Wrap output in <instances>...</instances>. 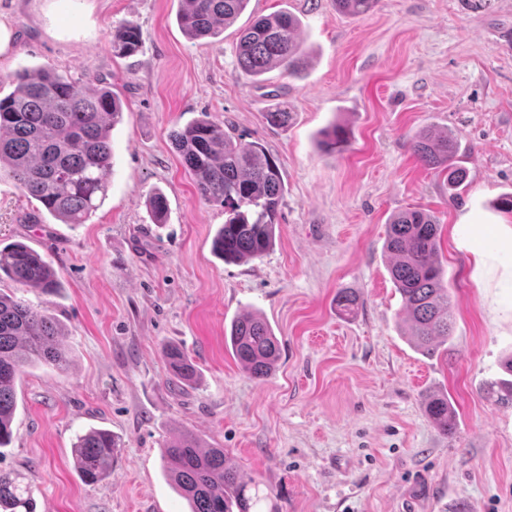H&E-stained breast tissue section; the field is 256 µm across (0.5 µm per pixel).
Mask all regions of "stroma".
<instances>
[{
	"label": "stroma",
	"mask_w": 512,
	"mask_h": 512,
	"mask_svg": "<svg viewBox=\"0 0 512 512\" xmlns=\"http://www.w3.org/2000/svg\"><path fill=\"white\" fill-rule=\"evenodd\" d=\"M179 0H0L15 34L0 66V96L32 67L121 99L111 131L104 203L83 224L37 214L0 177V246L22 241L55 270L44 295L5 279L0 291L41 305L62 325L71 366L26 368L17 387L0 471L30 482L36 512H189L161 453L179 431L221 448L256 482L259 512H512V406L487 385L512 355V0H378L369 14L332 0H251L237 26L189 40ZM287 11L311 52L296 76L258 81L237 65L238 26ZM142 48L112 53L125 22ZM284 102L282 127L263 118ZM276 158L286 187L270 251L227 263L211 250L221 206L201 199L170 134L201 118ZM345 125L343 152L319 133ZM435 125L461 145L468 178L449 195L412 138ZM168 200L164 223L146 206ZM422 210L439 224L440 259L454 311L450 350L418 354L385 249L391 217ZM490 260L477 270L470 242ZM357 298L340 314L336 294ZM264 317L281 355L269 377L240 368L224 343L231 321ZM178 345L198 380L173 377ZM447 394L457 425L443 433L425 413ZM106 428L123 448L111 475L89 485L72 447Z\"/></svg>",
	"instance_id": "35a3bbf8"
}]
</instances>
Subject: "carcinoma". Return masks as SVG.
Listing matches in <instances>:
<instances>
[{"label": "carcinoma", "instance_id": "obj_1", "mask_svg": "<svg viewBox=\"0 0 512 512\" xmlns=\"http://www.w3.org/2000/svg\"><path fill=\"white\" fill-rule=\"evenodd\" d=\"M250 0H180L177 22L191 38L214 36L233 24ZM377 0H334L336 10L360 17ZM300 20L290 12L255 18L240 30L238 65L251 76L280 68L298 71L304 57ZM141 47L137 24L127 22L112 36V52L132 56ZM14 89L0 98V171H7L25 196L64 224H83L106 197V176L112 168L110 132L121 118V100L92 80L79 85L48 68H31L12 78ZM270 126L288 123L284 103L263 113ZM322 145L339 151L348 142L347 129L331 125L321 132ZM183 166L193 176L201 198L224 207V225L212 250L226 262L263 257L272 247L279 224L285 187L273 155L258 141H245L209 121L199 119L171 134ZM459 145L445 130L427 127L413 141L418 160L446 174L448 193L465 182L455 165ZM157 224L167 213V199L155 192L148 200ZM439 224L421 210H406L390 222L386 250L390 273L402 309L410 321L408 340L423 355L451 342L452 309L444 272L437 261ZM50 294L60 287L51 265L27 244L16 241L0 249V278ZM64 332L47 309L0 293V447L9 444L16 410V387L25 368L35 364L65 369L70 358L62 344ZM230 347L246 373L268 377L280 357L277 337L258 315L232 321ZM166 357L172 373L191 380L195 368L183 351L170 346ZM507 377L496 387L497 402L512 405V356L501 363ZM428 417L442 430L453 428L448 397L434 394L426 404ZM122 447L105 429H90L73 446L82 480L97 484L112 471ZM202 443L191 432L168 441L162 460L175 488L191 512H250L259 495L250 496L253 481L232 463L222 448L200 452ZM0 512H36L32 489L23 478L0 472Z\"/></svg>", "mask_w": 512, "mask_h": 512}]
</instances>
